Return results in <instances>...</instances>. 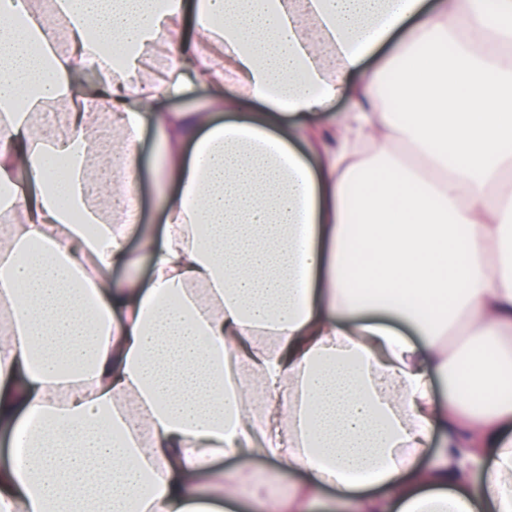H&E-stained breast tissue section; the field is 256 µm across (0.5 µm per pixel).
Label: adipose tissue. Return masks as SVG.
Instances as JSON below:
<instances>
[{"label":"adipose tissue","instance_id":"obj_1","mask_svg":"<svg viewBox=\"0 0 512 512\" xmlns=\"http://www.w3.org/2000/svg\"><path fill=\"white\" fill-rule=\"evenodd\" d=\"M510 170L512 0H0V512H512ZM155 152V137L151 129H145L141 153V187L143 199V217L148 224H153L156 230L162 227L163 215L154 201L152 189V167ZM217 469L227 472L244 471L252 474H263L272 468L265 458L225 456L216 464Z\"/></svg>","mask_w":512,"mask_h":512}]
</instances>
